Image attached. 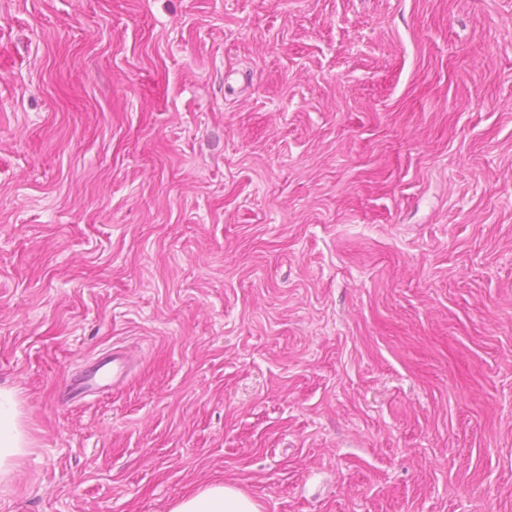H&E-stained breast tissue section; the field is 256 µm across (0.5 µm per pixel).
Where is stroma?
<instances>
[{
    "label": "stroma",
    "instance_id": "1",
    "mask_svg": "<svg viewBox=\"0 0 512 512\" xmlns=\"http://www.w3.org/2000/svg\"><path fill=\"white\" fill-rule=\"evenodd\" d=\"M0 387V512H512V0H0ZM29 438L20 421V410L13 390L0 389V481L7 479L17 461L26 453ZM171 512H261V508L247 494L222 481H216L178 500Z\"/></svg>",
    "mask_w": 512,
    "mask_h": 512
}]
</instances>
